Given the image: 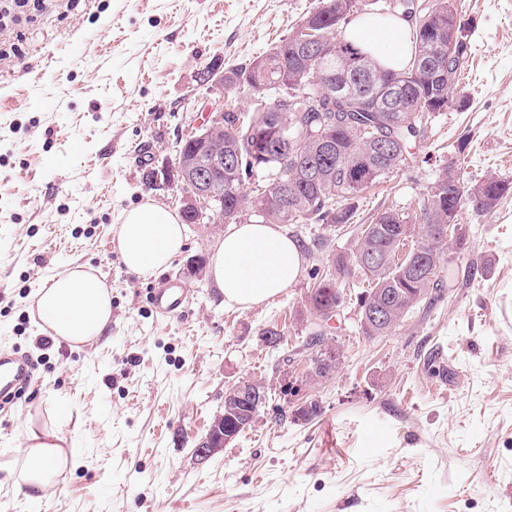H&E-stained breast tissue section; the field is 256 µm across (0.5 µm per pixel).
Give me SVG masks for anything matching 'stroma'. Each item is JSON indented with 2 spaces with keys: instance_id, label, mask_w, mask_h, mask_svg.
I'll list each match as a JSON object with an SVG mask.
<instances>
[{
  "instance_id": "stroma-1",
  "label": "stroma",
  "mask_w": 512,
  "mask_h": 512,
  "mask_svg": "<svg viewBox=\"0 0 512 512\" xmlns=\"http://www.w3.org/2000/svg\"><path fill=\"white\" fill-rule=\"evenodd\" d=\"M316 2L80 0L69 10L54 0L21 26L22 56L0 60V352L27 353L36 371L0 409V463L16 458L31 423L58 430L75 456L41 494L0 485V512H512V196L487 215L462 204L467 247L431 308L365 337L355 298L367 281L355 270L325 329L335 367L319 382L306 378L303 344L315 270L352 253L378 212L415 217L448 166L468 186L512 181V0H465L466 107L432 118L416 165L361 193L349 223L298 227L304 265L281 295L228 307L207 272L191 273L223 239L220 224L186 225L167 268L191 289L183 316L157 315L152 279L121 262L126 209L181 207L177 190L142 173L198 127L211 96L198 70L251 62ZM320 236L328 249H314ZM73 264L111 288L112 322L89 343L37 349L34 296ZM266 329L280 351L263 342ZM241 381L264 384L265 407L200 460L198 442ZM308 402L319 412L304 420Z\"/></svg>"
}]
</instances>
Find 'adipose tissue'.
<instances>
[{"label":"adipose tissue","mask_w":512,"mask_h":512,"mask_svg":"<svg viewBox=\"0 0 512 512\" xmlns=\"http://www.w3.org/2000/svg\"><path fill=\"white\" fill-rule=\"evenodd\" d=\"M408 25L402 20L359 19L346 31L382 66L401 67ZM121 260L142 277L165 269L184 244L176 214L153 201L126 210L118 226ZM304 258L298 243L277 225L243 222L228 225L209 259V273L228 306L249 308L286 291L299 277ZM39 319L54 337L86 343L101 336L112 321V294L96 273L77 265L57 274L35 299ZM66 440L53 429H29L21 459L1 470L15 487L44 491L54 486L66 465Z\"/></svg>","instance_id":"1"}]
</instances>
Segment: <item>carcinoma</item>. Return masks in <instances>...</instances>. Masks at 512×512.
Here are the masks:
<instances>
[{"mask_svg": "<svg viewBox=\"0 0 512 512\" xmlns=\"http://www.w3.org/2000/svg\"><path fill=\"white\" fill-rule=\"evenodd\" d=\"M361 0H318L313 10L292 35L272 45L247 64L224 70V88L243 85L255 95L254 111L224 113V156L235 165L224 168V220H235L245 211H263L264 217L279 224H329L350 220L351 200L381 183L401 168L411 166L416 156L409 143L421 134L423 118H431L448 108V94L441 93L431 74L422 69L430 58L442 71L457 78L463 61L448 60L445 38L448 30V0H433L428 18L412 25L407 60L399 70L384 68L359 45L339 33V25L360 11ZM311 29L321 51L309 57L297 53L298 37ZM331 77L346 97L335 100L324 112L309 111L304 98L281 109L269 94L286 85L288 89L311 91L314 73ZM326 123L328 143L320 144L304 136L319 122ZM288 132L290 141L282 150L264 156L258 146L261 136ZM309 162L319 172V180L307 183L298 177L297 167ZM262 173L263 182L251 193L242 191L246 179ZM512 194V181L489 176L469 187L448 188V170L433 184L419 216L411 220L395 210L377 213L363 225L353 257L340 255L324 271L309 291L308 307L316 317L335 313L345 303L343 280L356 265L369 278L371 288L357 300L360 317L380 308L385 320L373 329L360 323L368 336H387L403 317L419 306L432 290L443 287L442 256L448 257V273H453L451 254L464 248L462 236L448 238L439 225L448 223V211L459 209L463 200L473 210L485 214ZM408 245V255L424 266L413 276L404 266L387 257ZM324 336L312 333L307 343L313 350L317 376L329 372L334 359L320 349ZM249 409L243 405L224 408V430L241 433L249 423Z\"/></svg>", "mask_w": 512, "mask_h": 512, "instance_id": "obj_1", "label": "carcinoma"}]
</instances>
